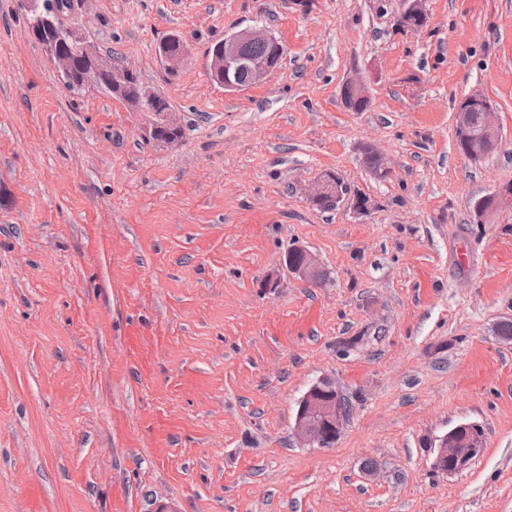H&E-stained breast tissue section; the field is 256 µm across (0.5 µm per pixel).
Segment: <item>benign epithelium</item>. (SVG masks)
Instances as JSON below:
<instances>
[{
    "label": "benign epithelium",
    "instance_id": "7a95c632",
    "mask_svg": "<svg viewBox=\"0 0 512 512\" xmlns=\"http://www.w3.org/2000/svg\"><path fill=\"white\" fill-rule=\"evenodd\" d=\"M21 9L32 19L31 31L46 48L59 79L70 73L76 55L96 57V69L86 77V84L97 82V71L107 69L110 62L98 55L85 35L63 23V11L57 0H19ZM400 17L413 16L419 20L426 18L423 0H401ZM273 37L263 28L254 26L234 32L224 37V43L214 52L211 61V74L227 92L243 91L262 80L279 64L283 51L278 57H252L246 53L251 43H270ZM478 107L484 112L483 126L478 132L466 127L465 112ZM455 129L461 133L460 152L471 161H478L488 152L497 148L500 131L495 120V110L487 99L479 93H471L460 100L457 106ZM328 196L333 200L342 199L340 178L328 174L312 188L309 198L313 201ZM512 205V183L503 184L487 196L472 203L476 223L482 224L487 217L502 205ZM302 253L300 263L286 265L288 272L303 280L315 283L321 275L314 256L306 249L296 246ZM343 395L330 383L314 384L299 402L294 430L297 437L309 448H331L341 434L346 420ZM485 445L484 432L475 423L469 424V435L459 437L451 431L439 439L434 468L442 474H458L466 470L473 457Z\"/></svg>",
    "mask_w": 512,
    "mask_h": 512
}]
</instances>
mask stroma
Here are the masks:
<instances>
[{
  "label": "stroma",
  "instance_id": "obj_1",
  "mask_svg": "<svg viewBox=\"0 0 512 512\" xmlns=\"http://www.w3.org/2000/svg\"><path fill=\"white\" fill-rule=\"evenodd\" d=\"M400 7L73 0L65 24L170 102L183 135L161 144L151 113L73 95L0 0V512H512V207L471 209L512 183V0H424L418 31ZM253 26L284 58L225 92L208 51ZM474 92L501 133L476 163L454 137ZM327 171L368 215L313 206ZM295 244L323 281L282 267ZM321 381L352 412L308 448ZM463 421L485 446L440 474ZM506 203L512 205V183L500 185L493 194L473 201L472 209L476 223L483 224L490 214ZM330 383L314 384L299 402L294 430L309 448H331L350 414L349 403ZM347 411V415H346ZM469 423H459L453 428L460 426L462 435L465 433V425ZM469 435L466 438L459 437L454 431L448 432L439 439L434 468L442 474H458L466 470L473 457L485 445L484 432L478 424L468 425Z\"/></svg>",
  "mask_w": 512,
  "mask_h": 512
}]
</instances>
